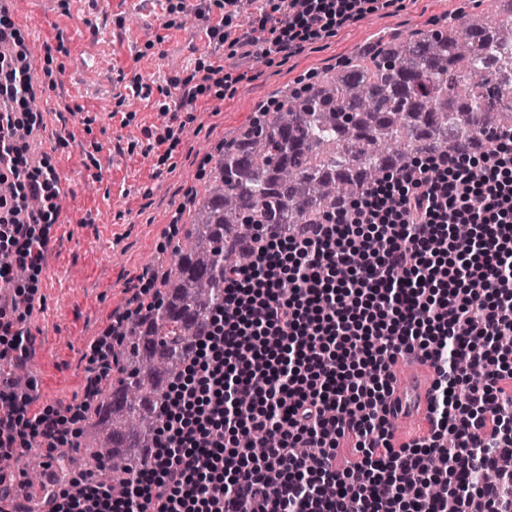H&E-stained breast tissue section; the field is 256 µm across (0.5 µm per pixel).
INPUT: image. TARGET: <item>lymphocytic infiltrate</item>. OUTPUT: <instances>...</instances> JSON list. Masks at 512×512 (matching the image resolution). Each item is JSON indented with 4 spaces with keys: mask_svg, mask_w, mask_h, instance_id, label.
<instances>
[{
    "mask_svg": "<svg viewBox=\"0 0 512 512\" xmlns=\"http://www.w3.org/2000/svg\"><path fill=\"white\" fill-rule=\"evenodd\" d=\"M261 2L268 56L334 33L370 0ZM31 71L0 59V182L16 186L0 195V282L30 303L60 196L54 168L31 165L17 134L41 121ZM459 224L472 235L458 237ZM248 250L250 265L224 274V305L170 384L127 493L87 472L50 486L47 512H512V354L496 344L512 334V133L488 152L409 161L318 223L258 228ZM19 266L30 285L14 280ZM24 322L13 299L0 303V457L38 450L58 467L119 338L92 344L80 400L40 408L5 384L29 355ZM405 355L435 378L427 432L398 444L389 365ZM349 435L360 459L340 470ZM257 436L276 441L260 459Z\"/></svg>",
    "mask_w": 512,
    "mask_h": 512,
    "instance_id": "lymphocytic-infiltrate-1",
    "label": "lymphocytic infiltrate"
}]
</instances>
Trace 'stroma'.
Listing matches in <instances>:
<instances>
[{"label": "stroma", "instance_id": "1", "mask_svg": "<svg viewBox=\"0 0 512 512\" xmlns=\"http://www.w3.org/2000/svg\"><path fill=\"white\" fill-rule=\"evenodd\" d=\"M488 0H386L383 7L307 44L286 59L230 58L215 42L197 45L194 0H66L45 8L24 0L13 16L34 52L42 120L32 151L59 175L61 209L39 291L25 326L34 338L27 365L40 404L69 403L81 391L90 345L128 308L130 289L152 261L169 255L180 235L171 220L188 196L203 191L208 159L259 105L351 61L370 42L415 30L447 28L462 14L485 12ZM113 46L95 59L98 82L86 84L80 49ZM224 65L237 76L225 98L200 95L182 113L173 150L159 145L163 105L184 97L181 84L197 63ZM150 85L143 97L133 80Z\"/></svg>", "mask_w": 512, "mask_h": 512}]
</instances>
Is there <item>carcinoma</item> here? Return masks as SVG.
<instances>
[{
  "mask_svg": "<svg viewBox=\"0 0 512 512\" xmlns=\"http://www.w3.org/2000/svg\"><path fill=\"white\" fill-rule=\"evenodd\" d=\"M512 0L442 30L377 42L334 73L287 89L239 128L210 170L183 235L156 259L158 300L123 328L112 385L90 412L84 452L58 472L110 466L119 492L143 466L158 405L224 302L225 271L249 260L256 225L311 224L386 172L430 153L479 152L512 132Z\"/></svg>",
  "mask_w": 512,
  "mask_h": 512,
  "instance_id": "obj_1",
  "label": "carcinoma"
}]
</instances>
